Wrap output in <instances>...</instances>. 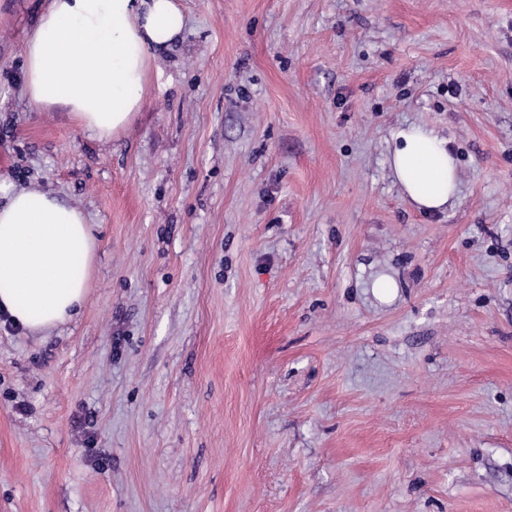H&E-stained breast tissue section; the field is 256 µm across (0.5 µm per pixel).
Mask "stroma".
<instances>
[{
    "mask_svg": "<svg viewBox=\"0 0 512 512\" xmlns=\"http://www.w3.org/2000/svg\"><path fill=\"white\" fill-rule=\"evenodd\" d=\"M178 4L102 140L30 108L45 3L0 0V180L97 242L71 321L0 317V512H512V0ZM394 138L396 146L388 163L406 198L427 213L445 211L459 186L448 140L414 124L399 128Z\"/></svg>",
    "mask_w": 512,
    "mask_h": 512,
    "instance_id": "35a3bbf8",
    "label": "stroma"
}]
</instances>
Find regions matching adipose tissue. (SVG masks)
<instances>
[{
  "label": "adipose tissue",
  "instance_id": "1",
  "mask_svg": "<svg viewBox=\"0 0 512 512\" xmlns=\"http://www.w3.org/2000/svg\"><path fill=\"white\" fill-rule=\"evenodd\" d=\"M183 27L176 0H46L22 48L28 102L111 139L142 109L158 53ZM394 138L388 163L406 198L419 210L445 211L459 186L447 140L414 124ZM0 193V315L31 333L70 321L96 250L85 214L35 187L0 182Z\"/></svg>",
  "mask_w": 512,
  "mask_h": 512
}]
</instances>
